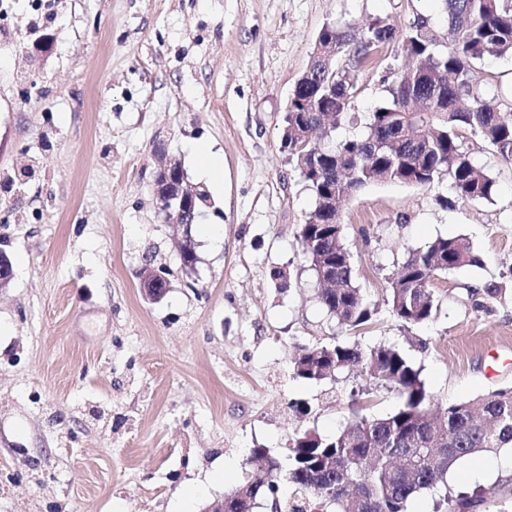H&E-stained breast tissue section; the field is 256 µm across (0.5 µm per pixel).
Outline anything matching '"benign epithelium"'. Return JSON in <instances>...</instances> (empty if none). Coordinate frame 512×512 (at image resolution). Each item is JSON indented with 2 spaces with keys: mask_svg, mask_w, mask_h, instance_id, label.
<instances>
[{
  "mask_svg": "<svg viewBox=\"0 0 512 512\" xmlns=\"http://www.w3.org/2000/svg\"><path fill=\"white\" fill-rule=\"evenodd\" d=\"M154 191L165 223L182 227L183 241L180 250H185V244L192 239L191 227L198 212L193 207L194 199L187 194L182 169L174 159L160 150L155 154ZM144 276L152 284V289H143L144 296L152 301L160 300L169 286L167 270L149 264Z\"/></svg>",
  "mask_w": 512,
  "mask_h": 512,
  "instance_id": "benign-epithelium-1",
  "label": "benign epithelium"
}]
</instances>
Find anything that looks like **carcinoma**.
Returning <instances> with one entry per match:
<instances>
[{"mask_svg": "<svg viewBox=\"0 0 512 512\" xmlns=\"http://www.w3.org/2000/svg\"><path fill=\"white\" fill-rule=\"evenodd\" d=\"M453 39L441 43L430 19L419 15L402 37L400 51L411 65L387 87V103L363 119L354 111L358 68L371 53L395 38L383 21L366 28L325 24L314 49L307 81L296 86L284 117L282 146L311 191L315 207L300 228L302 255L311 270L321 265L336 274L335 287L324 288L318 300L340 326L356 329L376 312L355 277L343 240L336 202L366 186L395 181L426 186L448 178L462 201H490L496 180L463 147L459 131L468 129L504 162L512 163V106L503 108L473 83L477 63L489 57H512V0H442ZM325 125L362 127L356 137L311 141L320 155V171L309 170L300 133ZM481 258L458 238L438 237L408 251L385 289V304L406 327L431 321L438 310L433 283ZM359 370L370 380L392 388L398 409L385 416L366 413L351 395L350 417L332 438L315 433L296 437L282 460L266 448H252L247 464L263 477L231 490L239 509L256 504L271 486L291 488L276 502L278 512H410L412 500L425 491L439 492L438 512H512V497L487 500L455 492L448 475L464 459L512 448V387L492 390L473 402L445 408V424H436L421 367L401 350L358 342L298 347L293 362L305 380L339 379ZM237 509V510H239ZM232 509L230 512H237Z\"/></svg>", "mask_w": 512, "mask_h": 512, "instance_id": "cac0c4a2", "label": "carcinoma"}]
</instances>
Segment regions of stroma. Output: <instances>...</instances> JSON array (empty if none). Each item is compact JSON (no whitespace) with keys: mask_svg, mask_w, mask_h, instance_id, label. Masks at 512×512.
I'll list each match as a JSON object with an SVG mask.
<instances>
[{"mask_svg":"<svg viewBox=\"0 0 512 512\" xmlns=\"http://www.w3.org/2000/svg\"><path fill=\"white\" fill-rule=\"evenodd\" d=\"M0 0V512H176L206 485L207 512L256 477L250 449L285 457L297 433L333 436L363 374L311 382L296 346L398 347L423 367L436 407L512 387V164L462 141L496 179L464 202L447 180L377 182L341 206L357 282L378 310L339 328L317 299L299 231L314 199L281 144L291 92L326 23L376 20L404 35L440 0ZM405 60L397 43L359 69L370 115ZM209 146L220 185L186 145ZM179 161L213 205L192 233L154 194L155 153ZM459 237L481 265L434 283L435 318L404 327L384 305L408 250ZM169 270L146 300L145 263ZM287 273V281L273 277ZM494 285L487 296L484 288ZM448 480L487 499L512 490V450L464 459Z\"/></svg>","mask_w":512,"mask_h":512,"instance_id":"1","label":"stroma"}]
</instances>
